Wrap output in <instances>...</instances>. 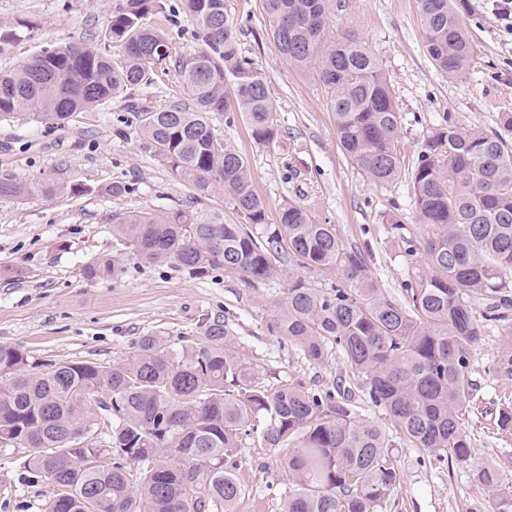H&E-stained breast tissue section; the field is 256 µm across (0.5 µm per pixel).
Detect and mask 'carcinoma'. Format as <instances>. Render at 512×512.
I'll return each mask as SVG.
<instances>
[{"instance_id": "carcinoma-1", "label": "carcinoma", "mask_w": 512, "mask_h": 512, "mask_svg": "<svg viewBox=\"0 0 512 512\" xmlns=\"http://www.w3.org/2000/svg\"><path fill=\"white\" fill-rule=\"evenodd\" d=\"M426 51L450 78L473 61L458 0H416ZM339 0H261L271 37L296 70L329 95L336 137L346 157L376 184L402 173L403 117L391 84L354 36L324 42ZM169 12L195 25L199 49L171 55L152 26ZM113 55L83 44L50 46L0 72V121L28 113L62 125L174 68L189 102L134 108L140 146L192 185L196 199L224 191L241 223L222 212L178 209L122 214L112 231L148 264L174 262L191 274L224 270L249 282L278 274L280 255L297 266L336 275L326 290L296 277L267 323L269 335L320 362L334 350L346 377L333 389L285 383L272 389L240 360L224 321L203 324L196 340L147 333L119 363L56 362L0 345V450L20 449V483L65 488L39 512H235L245 489L232 458L242 441L297 446L281 460L291 486L284 512H379L400 486L389 439L363 418L388 415L400 441L440 460L472 462L474 443L462 419L474 401L470 358L484 330L512 310V147L501 136L431 130L411 169L419 235L391 232L418 257L400 306L377 288L361 251L346 247L333 224L314 222L299 205L268 226L267 207L246 159L224 144L212 115L238 112L252 141L269 147L281 130L273 118L268 76L242 55L224 0H121L110 14ZM46 181L0 177V196L50 193ZM110 259L86 268L91 279L115 275ZM512 380V344L492 364ZM475 482L497 492L494 512H512V487L490 466Z\"/></svg>"}]
</instances>
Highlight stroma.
<instances>
[{"label":"stroma","instance_id":"1","mask_svg":"<svg viewBox=\"0 0 512 512\" xmlns=\"http://www.w3.org/2000/svg\"><path fill=\"white\" fill-rule=\"evenodd\" d=\"M118 0H0V70H9L50 45L102 47ZM236 24L242 55L269 78L273 115L281 128L276 146L250 139L238 113L217 114L213 125L247 159L253 183L265 199L269 220L288 206L303 207L317 223L335 225L346 246L361 250L377 287L405 302L404 281L415 258L390 227H418L411 168L427 132L452 121L465 131L503 133L502 113H512V31L489 0H464L475 53L468 74L451 79L432 64L424 47L416 0H341L327 29L328 40H362L386 74L403 116L400 178L372 184L343 154L324 87L297 72L279 54L260 0H225ZM175 74L154 86L127 91L93 112L76 114L62 127L22 114L0 123V177L47 179L52 196L0 197V344L18 345L55 361L117 363L145 333L197 336L210 318L224 319L243 362L259 382L308 389L335 386L345 374L341 355L320 363L295 345L269 335L274 304L288 289L289 275L309 287L328 288L335 276L277 259L283 276L250 284L221 270L203 276L172 264L137 261L112 235L113 215L197 207L239 217L223 194L196 201L193 189L141 149L134 130L119 133L128 106L161 108L185 100ZM128 191L112 197L113 182ZM101 258L119 262L117 276L87 278L85 268ZM511 331L487 330L471 357L476 400L463 420L476 463L495 468L512 482V380L489 371ZM400 487L385 512H492L493 492L478 488L470 466L439 461L418 449L393 444ZM280 451L253 440L239 448L237 475L247 488L236 512H283L288 478Z\"/></svg>","mask_w":512,"mask_h":512}]
</instances>
